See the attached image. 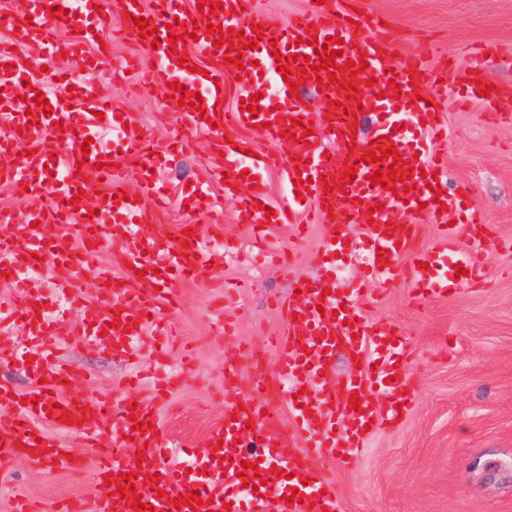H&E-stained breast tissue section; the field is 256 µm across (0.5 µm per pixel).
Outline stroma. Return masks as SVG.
Returning a JSON list of instances; mask_svg holds the SVG:
<instances>
[{"mask_svg":"<svg viewBox=\"0 0 512 512\" xmlns=\"http://www.w3.org/2000/svg\"><path fill=\"white\" fill-rule=\"evenodd\" d=\"M357 7L387 21L397 53L423 55L449 85L441 110L448 130L445 188L452 198L467 193L489 233L478 240L468 225L458 228V251H479L485 261L478 287L420 301L396 285L369 311L371 321L406 340L412 387L400 420L377 424L359 466L338 469L342 512H512V251L498 246L512 238V98L501 100L495 116L459 107L447 65L473 46L491 44L499 56L486 66L488 79L512 84V0H357ZM73 77L133 114L155 146L166 148L179 117L166 110L162 88L136 90L135 78L113 81L105 66ZM209 163L203 135L195 150L165 161L156 176L174 189L205 178ZM210 203L224 212L228 252L223 265L175 284L172 320L180 349L174 361L183 367V382L162 403L148 404L176 448L202 445L223 420L225 404L242 395V388L225 384L226 359L239 357L241 373L256 368L261 377H275L274 343L285 329L278 301L293 281L333 268L345 288L358 274L357 264L343 256L327 257L322 224L311 225L300 242L289 226H274L273 242L291 265H264L253 258L247 227L222 187H213ZM59 357L73 371L75 389L109 393L119 406L132 399L148 403L124 382L155 363L149 345L121 358L71 344ZM65 442L81 468L62 472L47 461L17 458L0 469V512H12L18 494L42 512H55L68 499L96 498L97 450L78 436Z\"/></svg>","mask_w":512,"mask_h":512,"instance_id":"obj_1","label":"stroma"}]
</instances>
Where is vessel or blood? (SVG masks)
<instances>
[{
  "label": "vessel or blood",
  "mask_w": 512,
  "mask_h": 512,
  "mask_svg": "<svg viewBox=\"0 0 512 512\" xmlns=\"http://www.w3.org/2000/svg\"><path fill=\"white\" fill-rule=\"evenodd\" d=\"M31 22L15 16L0 19V29L9 34L0 42V116L7 120L0 130V182L15 193L30 191L32 196H48L46 204L35 207L25 220L14 221L0 210V225L7 234L0 236V262L15 264L37 255L48 259L55 277L56 293L69 303H82L80 285L94 276L108 301L107 311H94L60 332L49 313L50 299L39 282L17 285L7 313L0 322L21 323L26 335L23 347L0 346V358L26 363L33 385L31 395L40 405L21 403L15 389L0 386V406H10L0 416V465L17 458L20 449L30 451L33 460L55 462L57 469H79L80 464L66 459L62 435H80L99 451L95 479L99 494L93 503L73 500L56 512H133L132 497L140 495L155 512H340L336 483L322 471V460L357 465L370 436L366 425L376 421L394 422L400 415L396 397L406 390L408 355L397 331L379 328L366 315L374 296L373 289L351 288L334 294L336 273L327 270L312 286H301L282 304L286 330L277 340L279 358L275 380L280 396L287 403L288 418L268 411L265 402L231 406L230 415L215 430L224 441L218 453L172 451L161 434L160 423L144 408L123 407L120 416L112 414L108 395L93 397L70 387L73 373L57 364L61 345L95 344L123 354H134L145 336H152L158 361H166L173 336L169 321L174 309L173 284L192 278L202 267L220 265L221 252L211 246L223 234V218L213 215L210 223L176 231L156 223L159 211L173 207L174 198L155 178L152 144L143 127L127 114H120L112 101L93 88L79 85L63 93L49 94L47 106L35 104L36 93L46 83H59L63 72L56 66L60 53L70 61L90 66L99 59L97 38L112 13H130L124 21L127 36L140 40L153 58L149 69H142L139 58L126 60L128 70L140 73L143 84L180 88L167 100L170 111L179 115L173 144L185 152L194 136L207 135L211 146V165L205 180L195 185L200 201H207L210 189L223 184L224 192L234 195L239 223L253 230L252 246L267 248L269 228L276 223H294L298 213L313 209L318 222L329 225L331 238L322 247L335 253L333 236L350 241L360 255L362 274L383 286L411 282L414 295L427 299L476 283L482 276L481 256L462 257L460 268L438 273L431 269L430 255L416 249L422 220L437 223L440 230L437 251L454 252L456 229L449 226L435 197L442 189L440 144L447 141V130L440 121V90L433 74L420 56H403L395 71H388L393 42L386 24L362 16H350L335 0L309 5L291 14L282 24H274L256 8L254 0H223L213 8L205 0L206 27L195 26L191 13L180 8V0H151L138 8L132 0H30ZM62 7L64 15L50 18L49 11ZM153 20L160 46L140 36L133 16ZM178 23L182 40L169 39L167 26ZM261 24L262 33L252 31ZM244 31L235 47L244 51V69L224 63L226 48L215 47L220 29ZM67 36H60V29ZM340 38L341 56L336 57L335 74L341 83H354L360 89L359 101L346 99L336 87L324 88L326 98L341 102L343 114L327 113L313 118L309 107L297 100L288 84L305 80L316 85L315 73H301L292 55L315 56L317 44L328 37ZM255 40L245 48V39ZM31 42L39 54L31 62L16 56L14 46ZM484 47L472 48L466 65L455 67L457 99L461 106L482 100L486 111H496L503 92L491 91L478 97L477 82L484 79L480 65ZM365 59L366 71L350 77L348 60ZM288 64L290 76H282L280 64ZM274 77L277 83L275 105L258 104L249 113L247 98L260 89V74ZM400 86V94L390 85ZM200 93L202 110L179 106L183 90ZM406 98L409 110L398 109L399 98ZM375 113L376 127L371 140H359L354 126L358 109ZM266 123L265 134L284 141L292 131V161L264 152L251 156V132L255 124ZM114 127L118 136L110 142L98 140L103 127ZM390 139L401 159L399 170H411V177L397 182L395 190L372 184L369 176L378 168H390V161L369 164L372 140ZM31 156L21 155V148ZM141 169V187L150 193L153 204L140 208L138 200L115 202L118 191L126 189L125 163ZM355 169L351 183L341 184L344 170ZM278 173L286 185L302 179L309 189L301 198H290L287 206L267 215L262 205L265 190H241L243 171ZM407 211L410 218L397 224L394 214ZM356 222L366 228L358 241H351L349 228ZM78 236H71V229ZM118 252L124 266L122 276L97 265L105 250ZM387 264H380L379 254ZM122 286H115V279ZM365 361L364 369L350 372L340 384H333L337 352ZM359 396L360 409L350 407L351 396ZM144 421L148 430L136 429ZM252 462L243 470V462ZM296 474L300 502L288 503V490L256 484V477H268L272 467ZM135 477L132 496L115 495L124 486V474ZM152 481H145V474ZM245 475L244 490L230 492L228 483ZM198 493L203 500L196 508L177 507L178 495Z\"/></svg>",
  "instance_id": "vessel-or-blood-1"
}]
</instances>
